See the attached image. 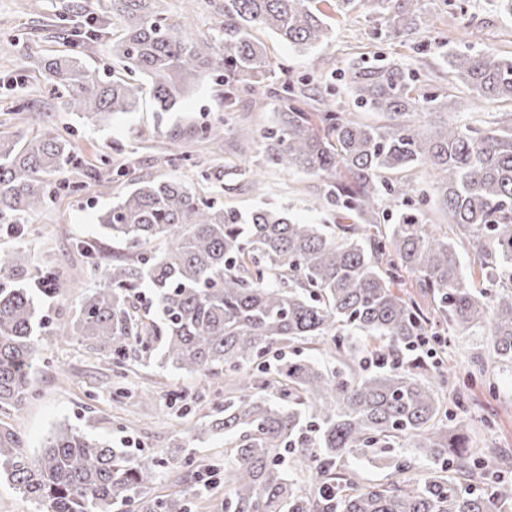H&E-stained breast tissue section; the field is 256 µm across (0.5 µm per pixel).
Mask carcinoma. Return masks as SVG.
<instances>
[{
  "label": "carcinoma",
  "instance_id": "obj_1",
  "mask_svg": "<svg viewBox=\"0 0 512 512\" xmlns=\"http://www.w3.org/2000/svg\"><path fill=\"white\" fill-rule=\"evenodd\" d=\"M324 2L340 15L366 3L375 34L391 39L437 24L425 0H224L222 35H197L187 22H169L156 0H109L120 29L112 56L146 82L106 80L77 52L39 60L69 110L92 123L135 111L147 89L157 111L169 112L194 78L223 87L226 111L243 93L253 108L274 106L265 161L328 181L324 201L352 223L302 224L277 209L244 216L181 179L133 180L98 216L128 255L102 268L87 252L101 284L81 298L67 336L111 355L119 368L137 355L205 384L226 377L234 390L224 416L196 433L224 434V464L200 467L185 455L183 475L151 498L168 457L134 456L64 429L33 459L0 422V480L37 512H191L192 499L212 489L202 473L224 482V512H512V481L497 475L501 451L473 449L469 422L448 415L445 398L459 410L468 405L454 369L399 357L422 337L441 345L436 323L454 335L488 336L490 357L512 368V113L481 125L457 112L431 135L415 116L448 112V94L422 91L408 64L385 58L350 68L355 110L331 108L311 83L281 78L255 35L267 31L297 52L313 50L332 36ZM70 36L72 46L88 49L105 31L91 25ZM446 63L470 95L466 105L512 102V56L456 45ZM360 112L383 121L365 123ZM190 161L170 134L168 162ZM419 165L433 171V199L410 181L386 178ZM77 166L60 134L24 141L0 131V224L46 209L49 177ZM386 197L408 206L396 224H380ZM432 200L454 238L428 223ZM157 241L166 245L160 253L152 249ZM465 247L479 265L478 286L464 273ZM28 268L22 245L0 250V275ZM404 273L415 276V292L403 289ZM42 281L50 296L75 292L52 269L33 285ZM144 286L151 295L140 307ZM39 324L32 288H0V410H18L31 397ZM357 336L388 363L364 373ZM313 343L334 355L336 368L306 359L267 368L273 349ZM270 389L276 398L267 397ZM311 427L312 438L305 435ZM368 453L389 460L394 478L362 485L338 469L344 455ZM298 464L314 475L307 488L288 474ZM475 475L486 490L468 483Z\"/></svg>",
  "mask_w": 512,
  "mask_h": 512
}]
</instances>
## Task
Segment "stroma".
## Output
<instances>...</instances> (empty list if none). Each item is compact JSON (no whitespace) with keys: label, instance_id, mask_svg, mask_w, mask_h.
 Segmentation results:
<instances>
[{"label":"stroma","instance_id":"35a3bbf8","mask_svg":"<svg viewBox=\"0 0 512 512\" xmlns=\"http://www.w3.org/2000/svg\"><path fill=\"white\" fill-rule=\"evenodd\" d=\"M73 0H44L39 10H30L25 0H0V36L18 35L10 52L0 53V77L12 85L0 88V129L32 138L44 129L71 140L87 173L83 190L61 191L51 206L24 221L23 237L0 232V247L25 244L32 268H51L79 282L81 288L100 284L79 247L91 244L101 264H110L122 247L113 242L98 224L100 211L111 207L129 187L117 178L115 167L126 155H134V174L143 178L176 177L190 187L215 196L225 207L247 213L259 207L288 209L290 215L307 224H331L333 211L316 208L326 192L320 178L287 175L266 165L263 133L275 120L271 111L228 112L213 82L191 85L175 111H158L152 94H144L136 111L118 113L92 124L68 111L64 100L33 66L34 60L52 50L66 49L62 27H82L90 21L109 23L108 0H82V13L70 10ZM159 6L174 21L191 18L196 34L214 33L221 17L214 0H160ZM435 13V31L419 30L410 39L378 41L366 9L348 17L331 15L332 38L311 52L298 53L268 32H260L271 54L293 80L308 79L319 88L333 91L339 107L349 109L352 99L341 88V73L356 62H371L390 56L408 63L423 90L445 91L450 99L463 92L451 84L448 65L442 58L445 43L466 41L478 48L512 54V13L498 0H467L466 15L445 0H428ZM33 101L40 112L37 120L16 119L13 110L21 102ZM223 124L232 130L245 125L255 134L248 147L239 149L227 139L224 150L215 151L198 141L196 132L206 124ZM178 132L186 149L201 156L202 170H188L168 162V132ZM262 167L258 183L238 178L234 191H222L224 166ZM44 328L39 338L40 360L31 377L34 396L23 408L0 412V422L11 426L26 442L27 451L40 455L60 430L70 428L93 440L133 455L162 453L183 447L199 464L224 457L223 435L196 437V430L208 427L213 406L224 402L223 384H211L208 403L198 405L194 396L201 384L197 375L157 366L147 367L128 360L124 371L130 387L146 391L147 401L112 396V358L88 349L78 340H61L63 326L71 324L79 311L77 295L40 297ZM488 340L483 336H461L452 340L442 355L455 364L460 379L471 380L468 416L483 448H499L512 456V371L487 360Z\"/></svg>","mask_w":512,"mask_h":512}]
</instances>
